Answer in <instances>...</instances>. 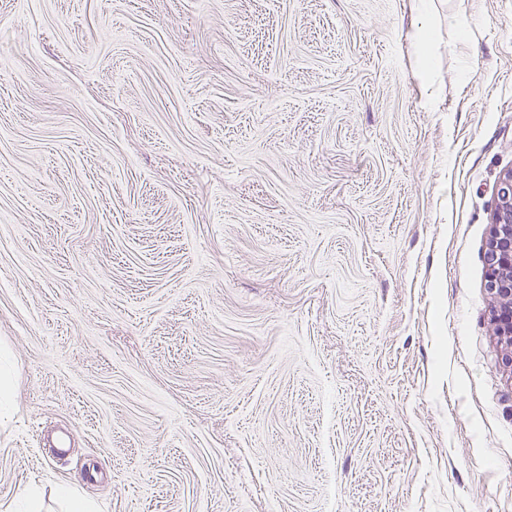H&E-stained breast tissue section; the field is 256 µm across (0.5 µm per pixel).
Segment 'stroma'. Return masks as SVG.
Here are the masks:
<instances>
[{"instance_id":"1","label":"stroma","mask_w":512,"mask_h":512,"mask_svg":"<svg viewBox=\"0 0 512 512\" xmlns=\"http://www.w3.org/2000/svg\"><path fill=\"white\" fill-rule=\"evenodd\" d=\"M432 8L0 0L1 503L512 512V0ZM438 21L434 17L431 21L422 23L413 33V42L416 54L422 59L423 69L430 71L433 66V48L437 40ZM493 233L487 260L486 282L496 298L492 321L500 343L510 348L512 364V171L499 180Z\"/></svg>"}]
</instances>
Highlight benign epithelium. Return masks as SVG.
I'll return each mask as SVG.
<instances>
[{"label":"benign epithelium","mask_w":512,"mask_h":512,"mask_svg":"<svg viewBox=\"0 0 512 512\" xmlns=\"http://www.w3.org/2000/svg\"><path fill=\"white\" fill-rule=\"evenodd\" d=\"M486 282L497 300L492 321L499 341L512 349V171L499 180Z\"/></svg>","instance_id":"7a95c632"}]
</instances>
